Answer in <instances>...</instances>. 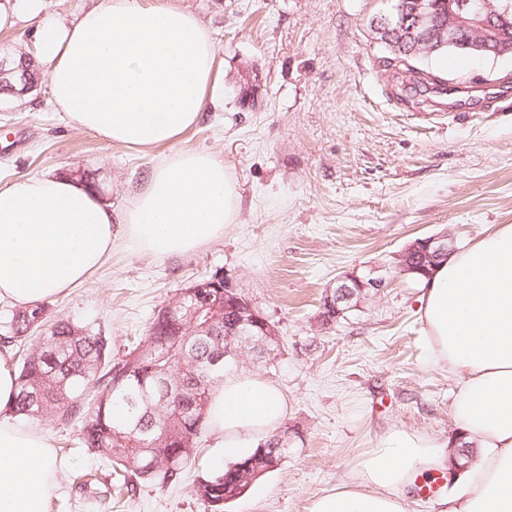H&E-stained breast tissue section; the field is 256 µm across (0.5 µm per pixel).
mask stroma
<instances>
[{
	"instance_id": "1",
	"label": "stroma",
	"mask_w": 512,
	"mask_h": 512,
	"mask_svg": "<svg viewBox=\"0 0 512 512\" xmlns=\"http://www.w3.org/2000/svg\"><path fill=\"white\" fill-rule=\"evenodd\" d=\"M211 31L224 62V106L177 142L222 157L238 192L222 239L171 258L121 249L83 286L45 299L51 315L102 330L122 356L178 289L218 273L276 326L274 361L245 355L239 374L279 386L287 459L224 512H309L388 431L444 441L458 382L430 360L418 284L396 257L418 237L473 243L512 224V56L442 53L418 68L462 90L453 110L405 101L370 31L386 0H170ZM260 91L240 95L245 76ZM169 152L136 151L70 126L48 81L0 101V180L86 172L114 209L127 206ZM383 279L344 319L321 299L350 273ZM62 464L49 512H210L193 492L212 474L203 429L181 479L111 487L81 448V421L40 422Z\"/></svg>"
}]
</instances>
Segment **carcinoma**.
<instances>
[{"label":"carcinoma","mask_w":512,"mask_h":512,"mask_svg":"<svg viewBox=\"0 0 512 512\" xmlns=\"http://www.w3.org/2000/svg\"><path fill=\"white\" fill-rule=\"evenodd\" d=\"M497 38L492 49L512 47V0H488ZM422 54L405 42V53L389 62L392 77L404 76L426 92L442 84L438 76L414 65ZM197 313L194 326L179 333L158 311L143 336L123 356H112L111 337L68 318L47 321L42 304L12 311L0 335L3 347L34 329L37 342L22 357L12 410L37 421L82 419L80 445L97 455L128 486L129 478L168 484L177 481L196 455L211 392L239 366L214 364L224 353L231 313L224 311V289L205 297L182 299L178 317ZM288 458V444L266 455L253 453L224 472L199 481L195 494L210 512H224V490L237 483V468L249 461L263 470L266 456Z\"/></svg>","instance_id":"cac0c4a2"}]
</instances>
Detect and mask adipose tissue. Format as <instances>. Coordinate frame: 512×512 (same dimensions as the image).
<instances>
[{
  "label": "adipose tissue",
  "instance_id": "1",
  "mask_svg": "<svg viewBox=\"0 0 512 512\" xmlns=\"http://www.w3.org/2000/svg\"><path fill=\"white\" fill-rule=\"evenodd\" d=\"M23 17L36 25L56 108L112 145L174 144L224 102V65L211 32L166 0H94L68 21L52 17L45 0H17L0 6V29ZM236 210L223 159L202 151L155 163L119 213L74 175L0 185V303L26 306L84 285L119 246L186 254L223 236ZM419 300L431 359L459 384L452 445L476 454L439 512H512V224L451 251L421 279ZM15 396V375L0 366V512H48L53 446L43 430L5 417ZM209 407L218 470L263 443L286 413L279 388L254 374L225 378ZM447 460L440 441L391 431L309 512H407L405 485Z\"/></svg>",
  "mask_w": 512,
  "mask_h": 512
}]
</instances>
